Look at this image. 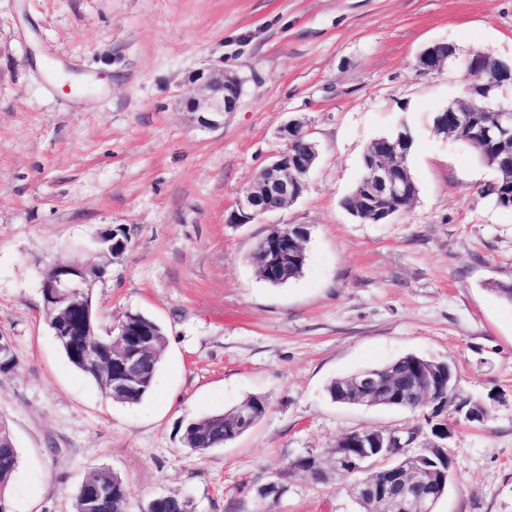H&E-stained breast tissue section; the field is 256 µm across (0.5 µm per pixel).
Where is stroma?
Returning <instances> with one entry per match:
<instances>
[{
	"label": "stroma",
	"mask_w": 512,
	"mask_h": 512,
	"mask_svg": "<svg viewBox=\"0 0 512 512\" xmlns=\"http://www.w3.org/2000/svg\"><path fill=\"white\" fill-rule=\"evenodd\" d=\"M512 59V0H0V336L19 360L0 374V420L19 466L13 512H74L73 493L106 466L128 512L157 495L196 512H359L344 480L289 478L287 459L366 428L432 434L431 412L331 401L330 381L408 354L456 367L483 422L448 415L453 480L436 512H512V210L480 194L493 173L432 120L475 80L423 73L429 43ZM214 64L245 80L222 129L175 101ZM77 86L60 88L50 67ZM304 123L319 148L303 195L249 224L241 190ZM414 138L419 194L385 224L345 199L372 143ZM302 225V274L273 286L249 257L270 225ZM122 230L125 254L97 282L100 322L141 312L167 343L140 403L107 397L60 351L45 320L56 260L97 265L94 240ZM251 394L271 410L234 441L183 447L179 425Z\"/></svg>",
	"instance_id": "35a3bbf8"
}]
</instances>
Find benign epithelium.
Here are the masks:
<instances>
[{"mask_svg":"<svg viewBox=\"0 0 512 512\" xmlns=\"http://www.w3.org/2000/svg\"><path fill=\"white\" fill-rule=\"evenodd\" d=\"M419 67L427 72H442L456 66L464 67L477 76L470 85L475 97L498 99L512 97V61L498 59L490 54L462 51L448 42H434L425 46L418 55ZM193 94L182 102L183 110L191 115L196 126L216 130L224 127V117L239 107L244 80L233 70L222 67H203L188 76ZM473 108L468 100L452 103L435 117L434 132L448 138V113H457V124L470 125ZM485 112H497L492 124L484 127L483 138L502 147H512V109L483 107ZM286 151L268 165L254 184L242 191L230 215L231 224H248L268 212L262 203L274 199L280 210L295 202L303 194L304 175L314 167L318 152L315 143L307 149L296 151L291 146L308 137L300 120H291L282 129ZM409 149V138L398 132L387 141L372 147V163L356 197L353 211L360 222H365L363 212H375L374 223L388 220L403 207L410 205L412 194L408 175L400 159ZM307 237L303 228L286 235L267 234L264 237L269 262L264 272L274 275L283 270L288 257L302 248ZM102 254L107 262L121 257L125 247L121 239L110 230L98 237ZM105 266H89L76 262L57 261L44 274L41 292L45 316L58 341L70 336H90L96 343L72 356L85 366L98 371L112 398L126 399L137 388L142 375L144 360L153 354L152 333L132 321L123 322L108 330L107 344L97 341V321L92 319L89 299ZM448 363L422 370L410 378L406 392H401L387 379V373L369 370L354 376L341 385L348 403L360 406L402 405L412 409L428 403L432 394L431 382L440 378ZM256 419L254 403L243 402L234 413L235 424L240 429L253 425ZM433 434L440 442L430 444L410 454L394 432L383 428H370L349 433L339 440V449L330 456L332 470L349 474L363 473L351 486L350 493L357 503L372 507V512H432L427 490L435 475L449 476L452 460L442 441L448 439V427L437 424ZM87 506L92 507L102 495L110 496L109 487L94 472L79 485Z\"/></svg>","mask_w":512,"mask_h":512,"instance_id":"obj_1","label":"benign epithelium"}]
</instances>
